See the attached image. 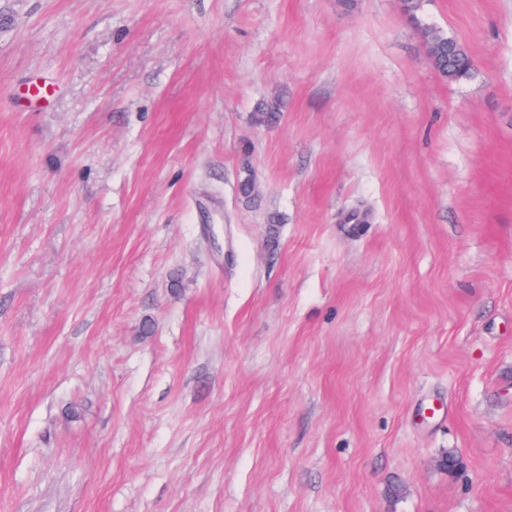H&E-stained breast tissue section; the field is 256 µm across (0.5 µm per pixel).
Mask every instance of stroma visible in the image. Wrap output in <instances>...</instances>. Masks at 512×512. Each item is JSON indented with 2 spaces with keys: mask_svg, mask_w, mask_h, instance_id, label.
Returning a JSON list of instances; mask_svg holds the SVG:
<instances>
[{
  "mask_svg": "<svg viewBox=\"0 0 512 512\" xmlns=\"http://www.w3.org/2000/svg\"><path fill=\"white\" fill-rule=\"evenodd\" d=\"M0 512H512V0H0ZM422 33L430 62L442 77L458 81L470 75L471 57L463 43L437 27H423Z\"/></svg>",
  "mask_w": 512,
  "mask_h": 512,
  "instance_id": "35a3bbf8",
  "label": "stroma"
}]
</instances>
